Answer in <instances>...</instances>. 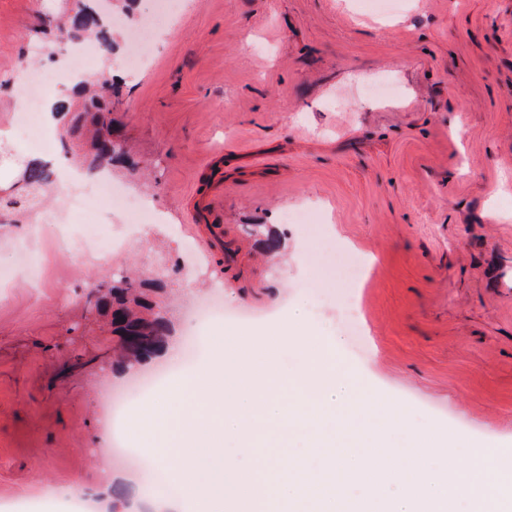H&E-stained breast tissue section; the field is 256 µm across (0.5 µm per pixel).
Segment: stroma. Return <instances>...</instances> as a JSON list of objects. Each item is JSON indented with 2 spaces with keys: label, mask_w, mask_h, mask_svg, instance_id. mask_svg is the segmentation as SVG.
<instances>
[{
  "label": "stroma",
  "mask_w": 512,
  "mask_h": 512,
  "mask_svg": "<svg viewBox=\"0 0 512 512\" xmlns=\"http://www.w3.org/2000/svg\"><path fill=\"white\" fill-rule=\"evenodd\" d=\"M62 13V0H0V128L15 124L27 64L64 56ZM382 78L396 95L366 97ZM117 89L137 169L112 180L165 225L76 213L0 231V512H69L77 494L110 512L113 477L132 471L116 456L99 467L105 394L132 378L107 369L111 334L80 325L92 283L116 267L160 271L186 340L212 331L190 319L203 301L256 326L311 306L310 289L335 291L326 239L368 262L353 288L363 326L343 329L332 302L313 320L340 339L336 364L366 402L401 412L387 446L427 425L512 448V0H399L387 15L359 0H184ZM219 152L220 269L190 228ZM307 201L315 223H282ZM62 235L97 245L70 253ZM109 237L118 247L100 250Z\"/></svg>",
  "instance_id": "35a3bbf8"
}]
</instances>
